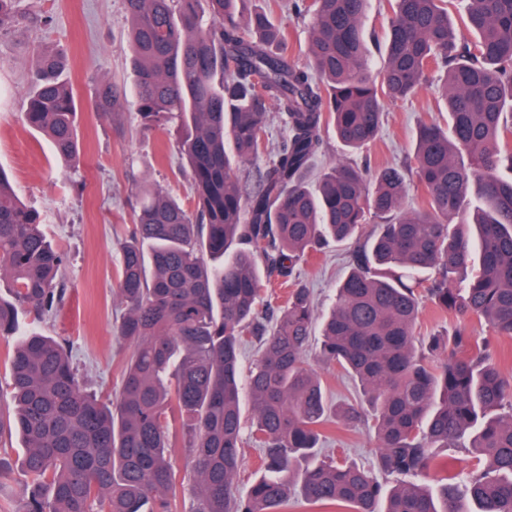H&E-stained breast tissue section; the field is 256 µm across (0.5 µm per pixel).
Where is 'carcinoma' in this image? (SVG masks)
<instances>
[{"mask_svg": "<svg viewBox=\"0 0 512 512\" xmlns=\"http://www.w3.org/2000/svg\"><path fill=\"white\" fill-rule=\"evenodd\" d=\"M206 2L203 12L200 0H125L137 116L179 130L195 209L139 186L119 246L117 331L133 347L109 405L81 387L66 342L19 331V308L43 319L64 300L66 257L0 170V288L10 296H0V338L14 340V414L0 412V443L23 439L27 484L15 512H178L184 485L169 449L179 441L189 512H286L294 492L341 512H512V378L468 323L512 337V0H468L458 31L450 0H390L379 81L367 66L368 0H290L310 21L305 66L267 12ZM40 67L23 121L75 171L73 91L58 57L41 56ZM436 73L448 128L420 123L413 165L338 160L308 186L326 127L360 150L381 129L384 101L413 99ZM126 99L107 85L94 109L111 119ZM264 155L250 191L241 167ZM473 192L484 209L470 220ZM368 214L381 222L365 233ZM329 237L357 243L319 350L358 388L359 403L341 409L307 367L310 292L292 289L271 330L257 309L264 281L288 283ZM424 298L458 319L451 335L416 334ZM248 337L263 345L243 382ZM245 398L262 473L242 494ZM338 417L364 419L373 466L316 459ZM450 448L472 454L469 470L455 471ZM379 472L400 482L387 490Z\"/></svg>", "mask_w": 512, "mask_h": 512, "instance_id": "obj_1", "label": "carcinoma"}]
</instances>
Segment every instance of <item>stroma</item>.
I'll return each instance as SVG.
<instances>
[{"mask_svg": "<svg viewBox=\"0 0 512 512\" xmlns=\"http://www.w3.org/2000/svg\"><path fill=\"white\" fill-rule=\"evenodd\" d=\"M19 9L20 19L0 31V166L22 200L40 212L45 235L67 258L61 276L66 294L53 317L42 321L23 310L19 323L21 329L69 340L81 384L109 399L121 386V357L130 348L117 334L122 312L117 243L132 228L136 189L148 182L185 209L194 207L178 154L179 134L173 127L142 124L130 100L113 120L89 109L101 86L135 81L124 0H21ZM42 54L63 61L62 77L76 97L81 153L75 172L54 154L44 134L22 120ZM384 113L377 139L361 150H348L326 133L315 171L339 159L376 169L411 164L419 122L447 120L428 88L413 101L386 102ZM353 249V243L332 241L295 266L291 284L310 289L318 312L329 311ZM326 446L335 459L364 465L375 455L370 430L361 422L337 421ZM22 455L17 437L0 450L12 472L0 483V512H11L26 491Z\"/></svg>", "mask_w": 512, "mask_h": 512, "instance_id": "35a3bbf8", "label": "stroma"}]
</instances>
